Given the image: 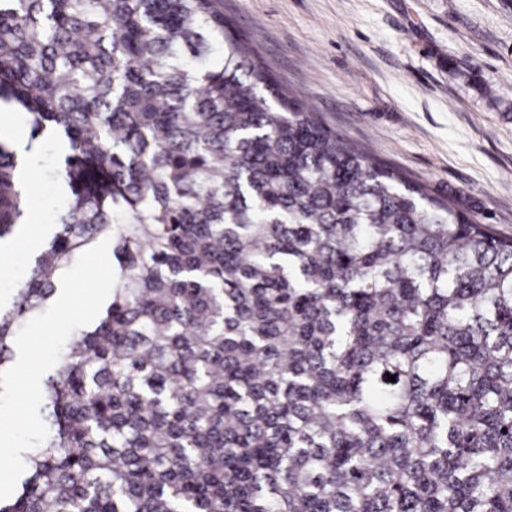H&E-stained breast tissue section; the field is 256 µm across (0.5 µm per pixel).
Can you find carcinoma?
<instances>
[{"instance_id": "obj_1", "label": "carcinoma", "mask_w": 512, "mask_h": 512, "mask_svg": "<svg viewBox=\"0 0 512 512\" xmlns=\"http://www.w3.org/2000/svg\"><path fill=\"white\" fill-rule=\"evenodd\" d=\"M0 96L73 193L0 368L75 255L116 260L0 512H512V236L340 137L224 0H0ZM17 181L0 140V240Z\"/></svg>"}]
</instances>
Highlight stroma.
Listing matches in <instances>:
<instances>
[{"label":"stroma","mask_w":512,"mask_h":512,"mask_svg":"<svg viewBox=\"0 0 512 512\" xmlns=\"http://www.w3.org/2000/svg\"><path fill=\"white\" fill-rule=\"evenodd\" d=\"M266 66L347 142L512 235V0H224ZM63 158L48 139L0 304L45 250Z\"/></svg>","instance_id":"stroma-1"}]
</instances>
